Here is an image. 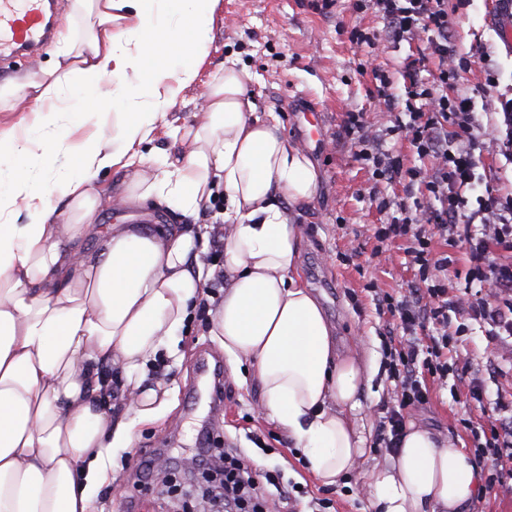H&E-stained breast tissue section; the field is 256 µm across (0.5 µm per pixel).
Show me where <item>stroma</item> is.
<instances>
[{
    "instance_id": "obj_1",
    "label": "stroma",
    "mask_w": 512,
    "mask_h": 512,
    "mask_svg": "<svg viewBox=\"0 0 512 512\" xmlns=\"http://www.w3.org/2000/svg\"><path fill=\"white\" fill-rule=\"evenodd\" d=\"M360 28L377 37L374 46L355 49L347 33ZM512 21L499 16L496 0H470L456 10L453 29L460 52L480 48L498 71V86L484 90L479 66L464 72L459 89L481 112H497L512 96ZM384 21L357 12L353 0H222L209 55L195 84L184 90L168 117L171 127L195 122L197 99L211 73L226 60L239 59L251 73L247 94L258 111L278 117L281 132L303 144L319 172L313 200L299 207L297 223L305 228L300 275L319 299L336 331L340 354L358 353L373 364V375L360 397L353 419L366 439L365 455L348 485L326 487L305 468L301 451L287 432L259 410L260 391L249 368L224 366V412L213 415L206 401L191 403L185 392L195 376L199 351L220 352L206 310H197L174 346L161 352L148 377L161 380L174 401L171 413L155 422L135 423L133 445L113 451V481L104 485L92 512H201L199 499L169 493L173 484H198L200 473L180 471L186 459L207 448H236L257 468H281L288 481L305 487L295 512H372L365 488L368 473L392 464L394 455L380 448L383 416L397 402V381L390 370V337H401L399 320L383 311L380 295L401 297L415 281V269L401 244L374 254L372 227L385 223L387 212L375 201H400L401 185L379 182L355 157L344 138L347 115L360 112L369 131L383 135L395 115L375 108V83L366 62L386 71L403 88L402 71L409 55L425 52L426 38L391 44L382 40ZM384 137V135H383ZM384 149L400 153L405 165L419 162L407 143L384 137ZM465 325L453 352L471 362L467 377L456 384L431 382L426 404L405 410V420L440 435L457 438L466 451L474 441L465 420L496 421V399L512 400V356L498 351L475 320L451 315ZM480 386L481 400L470 396ZM484 491L467 512H512V463L477 455Z\"/></svg>"
}]
</instances>
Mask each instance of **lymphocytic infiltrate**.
<instances>
[{
  "label": "lymphocytic infiltrate",
  "instance_id": "1",
  "mask_svg": "<svg viewBox=\"0 0 512 512\" xmlns=\"http://www.w3.org/2000/svg\"><path fill=\"white\" fill-rule=\"evenodd\" d=\"M358 11H372L386 23L391 42L428 36V53L436 61L433 83L418 79L419 60L405 70V93L397 95L381 70H373L377 100L387 111L405 105L407 119H396L389 132L407 140L419 165L405 166L400 156L383 150L378 137L368 134L362 113L348 116L345 134L357 158L370 164L376 180L398 183L406 200L387 223L373 227L375 254L388 243L405 241L419 280L402 298L385 296L384 305L399 317L406 334L396 351L394 374L398 379L397 403L386 411V447H397L403 430V412L429 399L427 378L447 376L443 358L449 352L448 312L467 310L485 325L493 342L512 341V182L482 188L476 170L484 164L487 137H501V152L512 164V99L503 101L501 117H482L472 97L457 88L459 72L480 64L486 87H496L497 70L481 50L461 56L452 40L448 0H354ZM455 235L465 247L466 277L478 280L481 292L467 298H450L444 281L450 262L435 256L433 240ZM433 324L436 333L428 343L416 335L418 327ZM224 467L223 481L206 496L208 512H266L268 502L289 500L288 484L280 471L260 472L232 449L200 460L199 468Z\"/></svg>",
  "mask_w": 512,
  "mask_h": 512
}]
</instances>
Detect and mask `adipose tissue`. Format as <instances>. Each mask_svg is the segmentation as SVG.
<instances>
[{"mask_svg": "<svg viewBox=\"0 0 512 512\" xmlns=\"http://www.w3.org/2000/svg\"><path fill=\"white\" fill-rule=\"evenodd\" d=\"M221 2L73 0V12L98 19L83 47L57 50L38 77L0 84V99L39 115L0 130V512H91L134 421L166 413L170 391L147 369L196 309L214 233L227 279L209 311L213 335L233 363L250 364L261 411L323 485L361 466L365 438L351 413L365 365L339 354L298 273L296 209L319 181L305 150L276 116L259 115L249 71L229 61L201 94L181 153L142 152L195 82ZM106 81L109 134L74 141L86 96ZM107 168L117 181L105 195L96 179ZM218 193L223 223H195ZM150 205L191 223L99 222L102 207ZM89 237L97 245L87 250ZM482 486L457 440L415 424L367 484L373 512H464Z\"/></svg>", "mask_w": 512, "mask_h": 512, "instance_id": "ef3b65f1", "label": "adipose tissue"}]
</instances>
